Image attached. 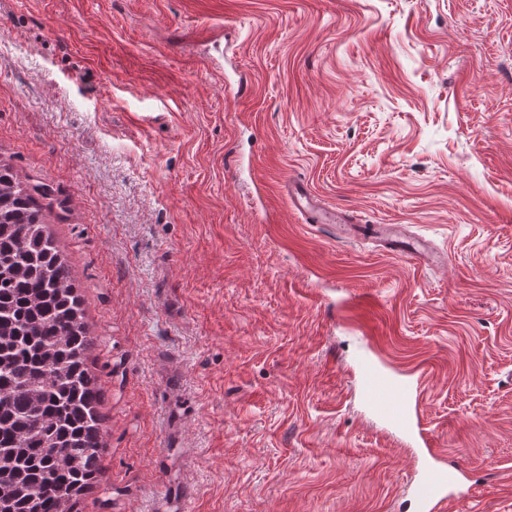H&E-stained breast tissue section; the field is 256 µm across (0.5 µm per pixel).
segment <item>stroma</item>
<instances>
[{"label": "stroma", "mask_w": 512, "mask_h": 512, "mask_svg": "<svg viewBox=\"0 0 512 512\" xmlns=\"http://www.w3.org/2000/svg\"><path fill=\"white\" fill-rule=\"evenodd\" d=\"M0 162L53 189L94 338L79 512H416L451 461L447 512H512V0H0ZM288 203L294 210L305 212L309 224H331L336 227L341 238H347L353 233L348 224L353 221L347 218L342 210H325L319 207L317 196L301 182L292 180L285 186ZM364 397L366 403L379 412L393 427H405L412 392L405 382L387 378L373 366L364 371ZM460 474L457 467L428 466L413 488L416 511L443 512L449 501L463 497L467 490L462 487Z\"/></svg>", "instance_id": "obj_1"}]
</instances>
